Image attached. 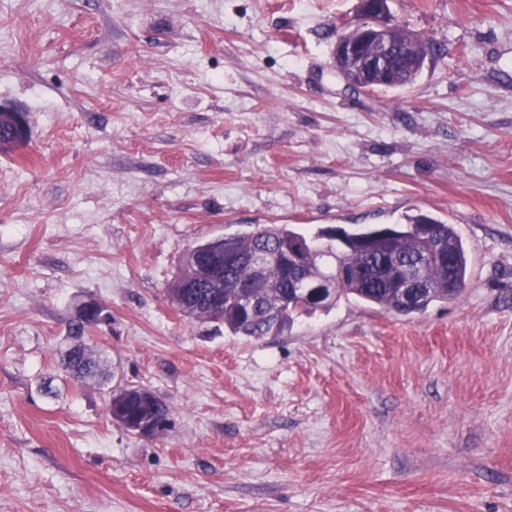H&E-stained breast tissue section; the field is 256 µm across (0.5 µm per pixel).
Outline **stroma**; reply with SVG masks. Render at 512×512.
I'll return each instance as SVG.
<instances>
[{"mask_svg": "<svg viewBox=\"0 0 512 512\" xmlns=\"http://www.w3.org/2000/svg\"><path fill=\"white\" fill-rule=\"evenodd\" d=\"M357 0H0V512H512V0H390L440 44L347 89ZM422 211L471 247L462 296L343 298L261 340L170 304L189 245ZM101 376L59 361L79 304ZM139 385L144 439L107 412ZM76 317L82 322L95 317L98 320H106V314L104 313L103 307L94 302H85L77 309ZM95 326V322L77 323L71 321L68 327V334L74 339H80ZM110 417L114 423L141 438H153L160 431L162 426H168V421H163L162 416L145 414L136 418L130 417L118 404H111ZM162 429L159 435L164 432Z\"/></svg>", "mask_w": 512, "mask_h": 512, "instance_id": "1", "label": "stroma"}]
</instances>
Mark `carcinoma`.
<instances>
[{
    "mask_svg": "<svg viewBox=\"0 0 512 512\" xmlns=\"http://www.w3.org/2000/svg\"><path fill=\"white\" fill-rule=\"evenodd\" d=\"M406 223L393 225L400 251L397 258L405 259L422 254V240L419 228L427 225L434 231L437 239L452 254L455 272L460 286L466 285L470 265V252L458 233L456 225L446 224L434 217L419 213L405 216ZM304 238L289 224H263L255 230L224 237V246L238 255L268 249L283 250L293 242ZM390 261L385 253L384 242L378 234L377 227H365L348 230L340 228V235L330 238L326 251L311 258L305 272L310 277H333L336 268L341 266L363 270L359 278H350L336 287V299L353 297L363 303L386 313L408 315L421 312L435 302L448 301V265L431 260L426 267V279L432 292L427 294L424 302L414 308L405 306L396 291L389 285L388 272L384 264ZM293 287L288 277V267L281 261L268 265L260 275L246 264L236 262L224 267V308H219L211 301V289L198 284L185 289L194 319L205 318L224 326V330L234 336L260 339L276 337L294 324L302 316H311L315 308H300L288 301V289ZM250 288L258 301L277 308L276 323L252 317L241 312L239 289ZM61 365L73 381H82L96 375L98 363L93 360L85 348L79 346L61 354Z\"/></svg>",
    "mask_w": 512,
    "mask_h": 512,
    "instance_id": "cac0c4a2",
    "label": "carcinoma"
}]
</instances>
